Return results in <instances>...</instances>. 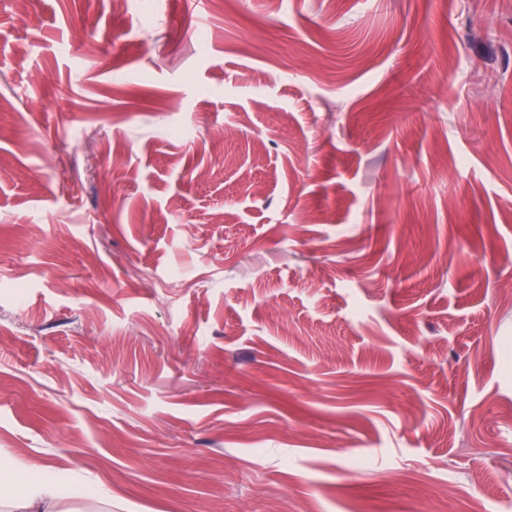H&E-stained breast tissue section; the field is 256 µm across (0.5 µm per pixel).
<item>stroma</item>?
Wrapping results in <instances>:
<instances>
[{
    "label": "stroma",
    "instance_id": "obj_1",
    "mask_svg": "<svg viewBox=\"0 0 512 512\" xmlns=\"http://www.w3.org/2000/svg\"><path fill=\"white\" fill-rule=\"evenodd\" d=\"M7 460L512 512V0H0Z\"/></svg>",
    "mask_w": 512,
    "mask_h": 512
}]
</instances>
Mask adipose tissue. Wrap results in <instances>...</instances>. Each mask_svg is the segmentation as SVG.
Here are the masks:
<instances>
[{"label": "adipose tissue", "instance_id": "1", "mask_svg": "<svg viewBox=\"0 0 512 512\" xmlns=\"http://www.w3.org/2000/svg\"><path fill=\"white\" fill-rule=\"evenodd\" d=\"M26 477H18L11 466L0 467V497L12 512H62L64 501L97 498L100 490L63 482L39 462L26 467Z\"/></svg>", "mask_w": 512, "mask_h": 512}]
</instances>
